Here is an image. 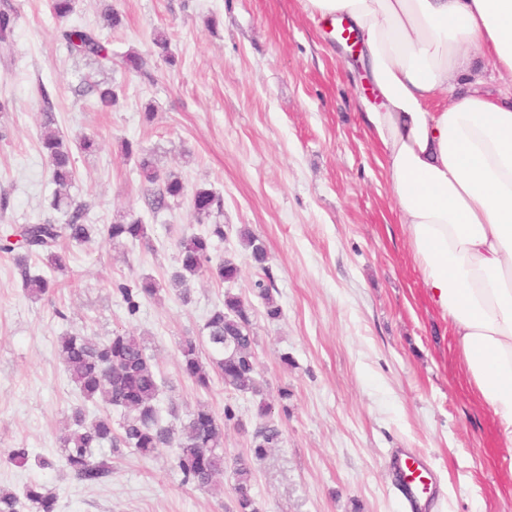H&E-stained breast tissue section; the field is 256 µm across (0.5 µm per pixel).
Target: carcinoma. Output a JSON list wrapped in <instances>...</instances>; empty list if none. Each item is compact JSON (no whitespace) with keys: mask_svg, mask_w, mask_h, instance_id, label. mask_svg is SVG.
<instances>
[{"mask_svg":"<svg viewBox=\"0 0 512 512\" xmlns=\"http://www.w3.org/2000/svg\"><path fill=\"white\" fill-rule=\"evenodd\" d=\"M75 0H51L55 17L66 20L74 11ZM17 14L10 3L0 4V53H11ZM61 37L70 55L93 60L98 65L112 61L107 45L90 29L62 28ZM95 95L103 108H110L118 101L116 89L108 84L95 86ZM54 113H43L41 143L49 159L53 182L61 187L71 186L75 177L73 150L91 152L96 148V139L83 135L68 140L54 128ZM122 150L128 158H136L137 168L144 183V192L151 205L160 208L169 199L184 195L183 183L174 176L163 177L136 142L125 140ZM194 214L209 216L222 212L223 198L210 189H198L191 199ZM51 205L56 210H67L69 219L64 224H24L16 232L17 240L0 237V251L14 255L21 268L23 286L31 296L49 295L57 288L55 281L41 275L30 274L28 258L43 255L52 269L63 272L67 269L68 256L58 250L61 239L80 244L94 232L91 224L85 223L86 208L77 204L67 194L56 192ZM108 240L116 243L141 242L147 238V227L141 219L122 216L104 226ZM224 240V225L214 224L207 235L191 234L182 237L177 244L179 270L172 283L181 285L188 276L207 274L221 282H232L239 274L238 266L230 259L212 256L213 239ZM251 256L260 268H265L267 254L263 243L255 236L246 235ZM119 291L127 304L129 313L139 308L137 298L154 296L159 288L152 281H144L133 290L126 285ZM249 305L231 293L224 295L222 306L209 315L205 330L211 348L210 365L217 371L224 385L241 392L258 393L255 374L256 358L252 352L255 342L251 334ZM183 375L198 386H209L210 374L200 359L199 344L194 337H185L179 342ZM57 352L71 383L86 401H95L99 396L121 412V419L114 423L109 415L88 418L83 406L71 411V430L60 439L65 450V465L72 476L85 485H99L112 475L109 459L95 461L93 451L109 444L118 454L123 449H132L143 456H150L161 448L178 440L177 467L183 481L199 489L212 486L214 478L224 473V427L206 406H199L180 429L163 422L156 400L159 385L156 365L146 353L141 340L131 332H115L112 336L94 341L78 334L66 333L59 337ZM281 430L273 423L264 422L255 430L253 448L247 455H239L233 461L235 479L234 492L237 512H261L253 494V461L261 460L267 449L280 441ZM58 497L36 482L27 483L18 495L0 489V512H56Z\"/></svg>","mask_w":512,"mask_h":512,"instance_id":"obj_1","label":"carcinoma"}]
</instances>
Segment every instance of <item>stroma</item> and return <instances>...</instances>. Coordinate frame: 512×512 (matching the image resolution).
<instances>
[{
    "mask_svg": "<svg viewBox=\"0 0 512 512\" xmlns=\"http://www.w3.org/2000/svg\"><path fill=\"white\" fill-rule=\"evenodd\" d=\"M17 12L11 57L0 55V236L23 224H62L51 206L55 185L41 145V117L52 111L68 137L95 135L75 153L69 193L97 230L68 244L66 272L39 257L31 274L55 276L49 296L26 293L11 255L0 253V488L40 480L60 512H237L232 472L212 491L183 484L176 448L112 460V476L88 487L68 475L60 438L71 409L110 413L84 402L68 380L56 343L65 333L98 340L141 336L159 371L157 405L176 410L173 426L198 406L224 424L227 458L247 454L268 404L280 443L255 464L261 512H406L399 472L417 455L436 490L422 512H512V448L500 445L489 413L469 387L448 324L428 305L401 237L380 146L365 119L374 94L360 58L309 17L301 0H117L121 27H107L101 0H77L59 23L50 0H10ZM94 29L112 51L105 68L75 62L61 26ZM164 32L172 62L152 39ZM136 51L143 72L121 61ZM108 81L116 106L101 111L89 87ZM152 121H144L146 108ZM151 153L161 175L175 174L182 198L151 208L123 140ZM224 199L216 219L197 218L196 189ZM142 220L145 241L115 244L102 232L123 215ZM225 237L214 256L231 259L238 278L188 279L183 302L171 276L176 242ZM263 243L257 265L240 237ZM152 279L160 291L129 314L117 287ZM271 281L281 315L269 317L257 282ZM252 303L258 393L225 387L213 376L198 388L180 370L182 337L206 338L204 325L225 294ZM25 448L24 465L4 461ZM48 467L41 468L37 459Z\"/></svg>",
    "mask_w": 512,
    "mask_h": 512,
    "instance_id": "35a3bbf8",
    "label": "stroma"
}]
</instances>
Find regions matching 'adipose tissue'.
<instances>
[{"instance_id":"1","label":"adipose tissue","mask_w":512,"mask_h":512,"mask_svg":"<svg viewBox=\"0 0 512 512\" xmlns=\"http://www.w3.org/2000/svg\"><path fill=\"white\" fill-rule=\"evenodd\" d=\"M345 15L380 99L366 114L402 233L468 384L512 447V0H301Z\"/></svg>"}]
</instances>
